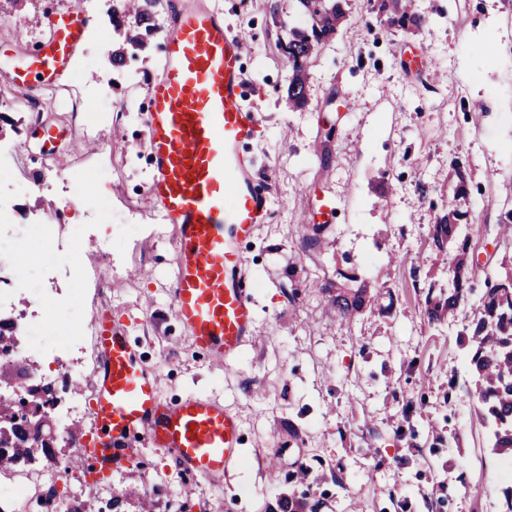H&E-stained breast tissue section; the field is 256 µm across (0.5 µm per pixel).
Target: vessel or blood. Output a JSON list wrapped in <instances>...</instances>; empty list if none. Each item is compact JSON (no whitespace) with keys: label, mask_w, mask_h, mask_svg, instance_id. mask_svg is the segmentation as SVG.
Instances as JSON below:
<instances>
[{"label":"vessel or blood","mask_w":512,"mask_h":512,"mask_svg":"<svg viewBox=\"0 0 512 512\" xmlns=\"http://www.w3.org/2000/svg\"><path fill=\"white\" fill-rule=\"evenodd\" d=\"M160 73L149 83L142 147L152 161L147 194L174 232L171 313L197 351L232 363L254 333L252 282L237 247L265 223L272 199L241 144L258 117L240 97L244 34L229 31L220 11L167 0ZM88 19L79 0L46 20L47 33L14 72L19 86L53 85L66 71ZM103 350L100 391L90 406L94 426L77 431L78 464L98 453L101 428L112 430V461L131 457L144 438L169 453L190 476L220 478L239 461L241 425L230 410L200 396L162 402L155 368L141 364L111 315L97 327Z\"/></svg>","instance_id":"b4317fda"}]
</instances>
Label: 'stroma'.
<instances>
[{
    "mask_svg": "<svg viewBox=\"0 0 512 512\" xmlns=\"http://www.w3.org/2000/svg\"><path fill=\"white\" fill-rule=\"evenodd\" d=\"M66 0H0V145L22 150L0 198L36 220L85 172L103 214L74 208L61 237L81 303L57 311L45 357L103 311L119 320L141 360L158 371L168 404L208 395L242 421L241 462L221 479L192 478L175 460L133 443L129 463L87 482L82 471L41 479L53 463L26 466L23 512H58L79 502L152 495V512H280L296 497L315 512H503L512 485L469 402L471 379L456 322L429 324L430 227L454 159L467 161L461 198L469 236L493 263L512 260L496 226L512 210V0H419L418 29L390 26L380 0H351L348 25L309 70L308 101L289 105L291 76L276 48L268 0H191L222 9L224 24L249 36L242 98L259 130L241 145L273 205L267 222L240 242L254 285L256 331L232 366L193 347L170 316L173 229L146 197L151 160L141 143L147 84L158 72L166 19L147 51L113 68L117 35L111 0H81L89 18L74 61L49 88L16 86L23 54L45 33L47 11ZM335 125L332 142L324 128ZM62 125L92 146L57 165L43 131ZM322 224L314 232L313 224ZM152 270L141 278L140 268ZM109 273L106 287H94ZM379 284L365 311L338 320L324 289L341 275Z\"/></svg>",
    "mask_w": 512,
    "mask_h": 512,
    "instance_id": "obj_1",
    "label": "stroma"
}]
</instances>
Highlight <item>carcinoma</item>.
Here are the masks:
<instances>
[{
	"mask_svg": "<svg viewBox=\"0 0 512 512\" xmlns=\"http://www.w3.org/2000/svg\"><path fill=\"white\" fill-rule=\"evenodd\" d=\"M163 0H112V26L122 39V46L112 51L116 69L126 63V47L146 48V37L156 29L155 18ZM389 22L402 28H419L426 16L416 0H382ZM289 9L296 19L279 22L282 33L278 46L291 70L288 102L300 107L307 100L308 71L319 50L350 21L347 0H291ZM467 166L451 163L453 195L448 197L431 227L435 257L441 265L438 277L428 284L427 319L437 324L456 317L462 304L473 294L471 283L484 278L485 290L475 305L472 320L461 331L464 359L468 367L474 411L490 431L493 453L512 457V266H498L478 261L475 247L467 233V213L458 209L463 194ZM448 277V291L434 294L441 276ZM371 286L356 288L336 285L329 302L336 316L347 320L363 312L370 301ZM13 321L0 317V353L15 346ZM55 397L49 386L28 387L24 398L0 392V420L12 423L0 428V472L32 462L41 455L55 460L54 438L47 424L48 407ZM125 497H114L103 505L87 503L80 512H124Z\"/></svg>",
	"mask_w": 512,
	"mask_h": 512,
	"instance_id": "obj_1",
	"label": "carcinoma"
}]
</instances>
